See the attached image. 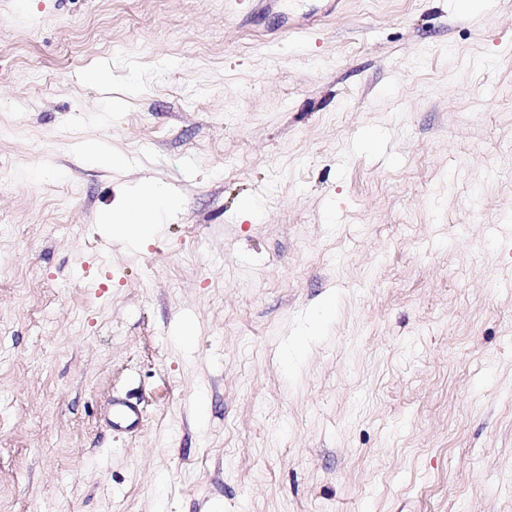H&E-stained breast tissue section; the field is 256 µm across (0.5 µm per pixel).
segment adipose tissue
Here are the masks:
<instances>
[{"instance_id": "ef3b65f1", "label": "adipose tissue", "mask_w": 512, "mask_h": 512, "mask_svg": "<svg viewBox=\"0 0 512 512\" xmlns=\"http://www.w3.org/2000/svg\"><path fill=\"white\" fill-rule=\"evenodd\" d=\"M137 194V200L102 214V223L108 225L113 235L127 239L141 236L160 213L172 208V197L162 186L146 183L138 188Z\"/></svg>"}]
</instances>
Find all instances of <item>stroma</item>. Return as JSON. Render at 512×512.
Returning a JSON list of instances; mask_svg holds the SVG:
<instances>
[{"label": "stroma", "instance_id": "1", "mask_svg": "<svg viewBox=\"0 0 512 512\" xmlns=\"http://www.w3.org/2000/svg\"><path fill=\"white\" fill-rule=\"evenodd\" d=\"M320 6L0 0V512H512V0ZM138 202L130 201L101 215V223L121 238L140 237L157 220V216L172 208L170 193L162 186L144 183L137 189ZM141 411L137 405L122 398L112 400V425L125 430L135 429L140 421Z\"/></svg>", "mask_w": 512, "mask_h": 512}]
</instances>
